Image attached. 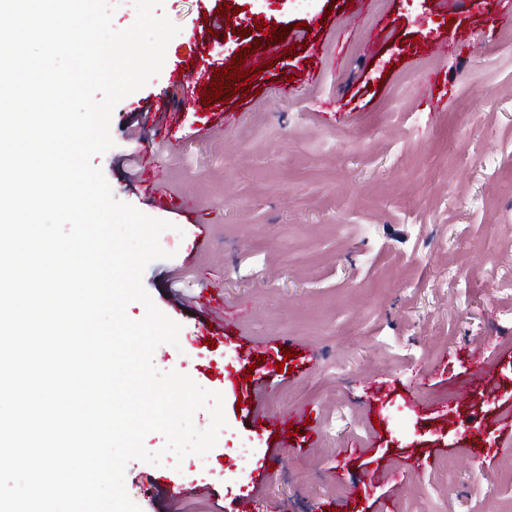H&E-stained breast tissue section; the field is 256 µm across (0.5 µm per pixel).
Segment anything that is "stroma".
Here are the masks:
<instances>
[{
    "mask_svg": "<svg viewBox=\"0 0 512 512\" xmlns=\"http://www.w3.org/2000/svg\"><path fill=\"white\" fill-rule=\"evenodd\" d=\"M158 12L180 32L161 72L114 108V145L90 163L116 199L171 222L170 256L142 284L181 330L153 364L222 393L227 425L206 468L170 453L130 461V498L142 512H233L246 496L255 512H499L512 502L499 424L512 408L504 0H163ZM259 19L287 33L277 50L259 45L268 66L250 86L207 103L175 79L184 61L209 77L232 66L246 50L233 28ZM435 43L448 46L438 61ZM431 61L433 88L420 81ZM313 65L320 81L302 82ZM171 112L168 141L132 136ZM165 194L172 208L158 206ZM202 291L221 310L190 304ZM205 328L214 344L198 343ZM249 341L262 350L245 359ZM476 350L487 385L451 389ZM283 361L292 373L276 371ZM258 378L265 411L311 410L295 439L255 429ZM172 481L189 495L170 499Z\"/></svg>",
    "mask_w": 512,
    "mask_h": 512,
    "instance_id": "obj_1",
    "label": "stroma"
}]
</instances>
